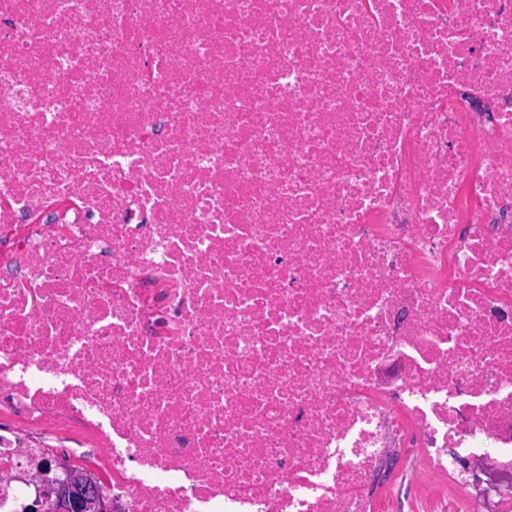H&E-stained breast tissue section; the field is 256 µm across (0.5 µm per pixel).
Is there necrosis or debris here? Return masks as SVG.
<instances>
[{
	"label": "necrosis or debris",
	"mask_w": 512,
	"mask_h": 512,
	"mask_svg": "<svg viewBox=\"0 0 512 512\" xmlns=\"http://www.w3.org/2000/svg\"><path fill=\"white\" fill-rule=\"evenodd\" d=\"M512 512V0H0V512ZM439 485L440 481L425 473L417 463L413 471L407 472L400 485L393 488V496L398 504V510L394 512H426L421 504ZM53 493H57V501H61V509L67 512H107L112 506L102 497L97 490L93 478L79 470L66 472L65 479L59 482L57 490L48 495L38 494L34 499L33 512H51L53 507L44 508V503L51 501Z\"/></svg>",
	"instance_id": "4bbe7bcc"
}]
</instances>
